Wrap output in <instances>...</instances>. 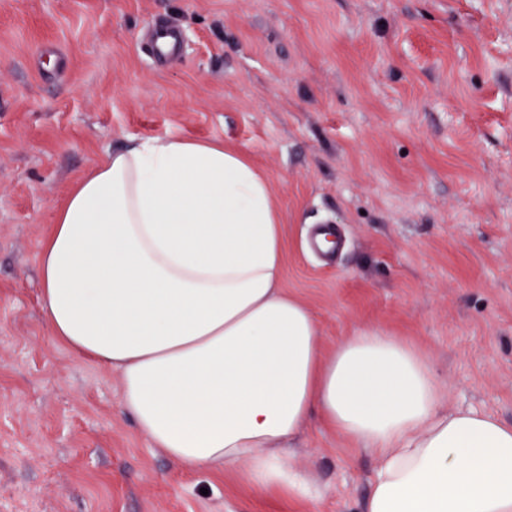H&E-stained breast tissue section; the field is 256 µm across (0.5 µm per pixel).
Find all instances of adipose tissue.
I'll list each match as a JSON object with an SVG mask.
<instances>
[{
	"label": "adipose tissue",
	"instance_id": "ef3b65f1",
	"mask_svg": "<svg viewBox=\"0 0 512 512\" xmlns=\"http://www.w3.org/2000/svg\"><path fill=\"white\" fill-rule=\"evenodd\" d=\"M268 175L223 142L133 139L55 212L50 335L119 375L120 409L188 471L318 500L290 441L311 414L378 456L362 512H512V424L448 410L427 353L368 326L325 351L283 286Z\"/></svg>",
	"mask_w": 512,
	"mask_h": 512
}]
</instances>
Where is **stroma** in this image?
Wrapping results in <instances>:
<instances>
[{
    "instance_id": "35a3bbf8",
    "label": "stroma",
    "mask_w": 512,
    "mask_h": 512,
    "mask_svg": "<svg viewBox=\"0 0 512 512\" xmlns=\"http://www.w3.org/2000/svg\"><path fill=\"white\" fill-rule=\"evenodd\" d=\"M179 58L152 57L156 20ZM219 140L273 180L283 285L325 350L364 325L430 355L449 408L512 423V0H0V512H360L378 467L319 419L321 500L187 472L54 340L39 254L108 150ZM338 225L325 266L311 230Z\"/></svg>"
}]
</instances>
